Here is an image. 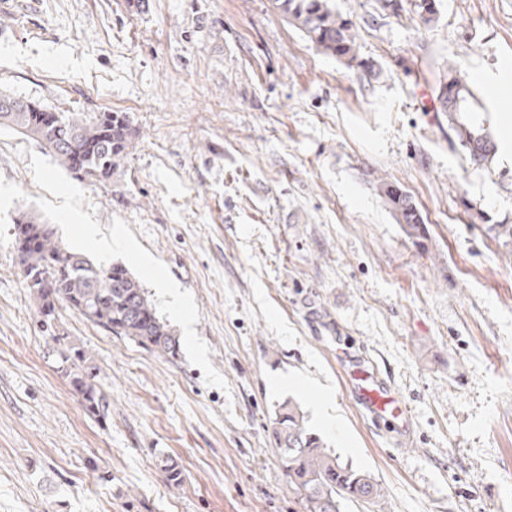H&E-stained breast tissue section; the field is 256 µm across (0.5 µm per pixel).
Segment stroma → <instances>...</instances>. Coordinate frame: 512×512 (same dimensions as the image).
<instances>
[{
    "instance_id": "35a3bbf8",
    "label": "stroma",
    "mask_w": 512,
    "mask_h": 512,
    "mask_svg": "<svg viewBox=\"0 0 512 512\" xmlns=\"http://www.w3.org/2000/svg\"><path fill=\"white\" fill-rule=\"evenodd\" d=\"M336 7L375 74L318 52L272 0H0V92L123 112L140 133L93 184L0 128V512H302L271 432L288 399L382 487L344 512H512V254L486 230L512 224V158L470 163L434 109L454 68L472 123L512 115L490 92L512 78V0H440L429 27ZM381 176L414 199L424 244ZM27 208L138 276L180 338L170 360L60 313L108 418L71 390L18 270ZM89 224L124 248L103 254ZM361 364L407 425L365 414ZM397 189L401 191V194H396ZM376 190L390 206L406 234L415 238L418 244H423L428 237V228L424 224L413 198L385 177L377 178Z\"/></svg>"
}]
</instances>
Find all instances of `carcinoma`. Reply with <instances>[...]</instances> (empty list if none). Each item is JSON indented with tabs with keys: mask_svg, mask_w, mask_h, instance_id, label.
Masks as SVG:
<instances>
[{
	"mask_svg": "<svg viewBox=\"0 0 512 512\" xmlns=\"http://www.w3.org/2000/svg\"><path fill=\"white\" fill-rule=\"evenodd\" d=\"M276 9L299 29L316 49L351 68L365 71L373 65L358 59L357 27L336 10L333 0H273ZM381 12L397 16L408 9L425 26L439 19V0H378ZM473 97L469 83L454 67H448L436 90V111L448 114L453 132L451 145L459 147L471 163L482 166L495 155L498 145L482 128L466 119ZM42 107L22 101L10 111L0 109V127L37 142L64 169L91 182L112 176L138 144L137 132L122 112H57L54 126L41 123ZM399 186L381 177L376 190L390 206L406 234L418 244L428 237L413 198L396 193ZM492 238L512 252V224H491ZM19 269L29 289L42 327L52 332L56 353L73 389L94 417L106 418L110 402L94 383V367L86 353L68 337L53 334L59 310H69L114 336L132 340L144 349L175 358L180 340L175 330L159 317L141 281L124 265H95L84 255L64 246L53 229L33 211L14 218ZM272 434L288 476V488L303 512H343L344 504H375L382 488L366 472L340 461L322 437L308 426L299 406L287 400L271 418Z\"/></svg>",
	"mask_w": 512,
	"mask_h": 512,
	"instance_id": "1",
	"label": "carcinoma"
}]
</instances>
